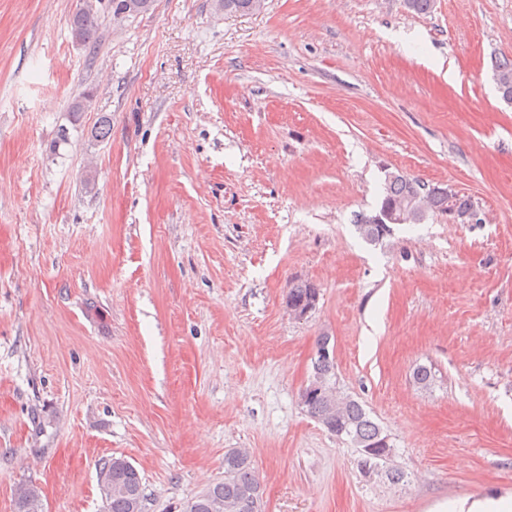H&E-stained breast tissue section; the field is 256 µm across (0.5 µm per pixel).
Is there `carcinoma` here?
<instances>
[{
  "instance_id": "obj_1",
  "label": "carcinoma",
  "mask_w": 512,
  "mask_h": 512,
  "mask_svg": "<svg viewBox=\"0 0 512 512\" xmlns=\"http://www.w3.org/2000/svg\"><path fill=\"white\" fill-rule=\"evenodd\" d=\"M254 0H220L224 12L248 14L254 11ZM127 5L126 18L136 17L149 10L151 0H112V10ZM98 10L91 2L72 15L70 27L73 38L84 44L95 43L98 30ZM495 81L502 94L512 96V60L505 59L495 65ZM421 180L403 172H390L386 177L385 191L378 211L390 210L404 201L416 197ZM425 215L448 214V195L435 193L424 202ZM361 236L378 243L390 234V230L375 222V215L360 213L356 218ZM319 289L309 281L298 280L288 288V302L296 306H306L316 296ZM303 408L328 432L344 435L354 444H368L375 441L382 432L372 421L362 405L347 399L343 411L328 418V410L323 400L317 396L307 398ZM99 471L107 472L112 478V497L107 501V512H144L142 479L138 471L125 465L122 457H111L99 463ZM16 512H43L39 495L33 490H23L15 497ZM185 508L193 512H263V490L260 480L253 470L247 453L230 450L224 454V480L208 487L204 492L187 502Z\"/></svg>"
}]
</instances>
